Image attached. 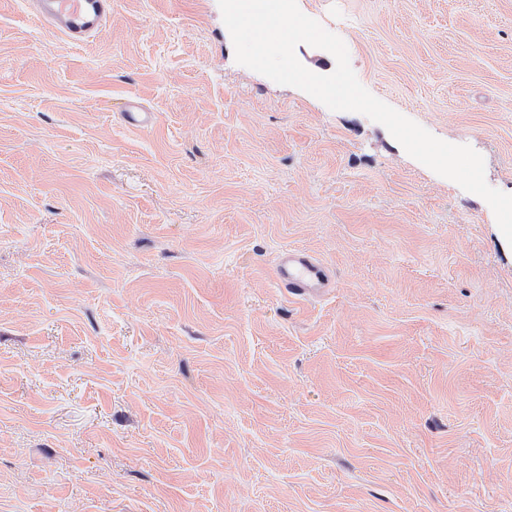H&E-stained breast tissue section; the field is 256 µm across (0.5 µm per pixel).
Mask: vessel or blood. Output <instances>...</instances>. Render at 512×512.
Here are the masks:
<instances>
[{
  "label": "vessel or blood",
  "instance_id": "b4317fda",
  "mask_svg": "<svg viewBox=\"0 0 512 512\" xmlns=\"http://www.w3.org/2000/svg\"><path fill=\"white\" fill-rule=\"evenodd\" d=\"M42 22L75 44L88 42L105 27L112 15V0H36ZM131 128L143 130L154 123L153 113L138 101L128 100L121 112ZM276 281L288 296L309 298L328 292L332 281L310 255L284 251L276 269Z\"/></svg>",
  "mask_w": 512,
  "mask_h": 512
}]
</instances>
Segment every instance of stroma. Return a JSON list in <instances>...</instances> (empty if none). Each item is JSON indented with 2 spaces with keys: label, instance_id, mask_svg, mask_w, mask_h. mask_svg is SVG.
I'll use <instances>...</instances> for the list:
<instances>
[{
  "label": "stroma",
  "instance_id": "35a3bbf8",
  "mask_svg": "<svg viewBox=\"0 0 512 512\" xmlns=\"http://www.w3.org/2000/svg\"><path fill=\"white\" fill-rule=\"evenodd\" d=\"M297 3L512 194V0ZM291 249L328 293H282ZM0 512H512L492 209L236 63L217 0L83 46L0 0ZM121 116L129 127L136 130H143L154 124V114L147 112L135 99H129L125 103Z\"/></svg>",
  "mask_w": 512,
  "mask_h": 512
}]
</instances>
